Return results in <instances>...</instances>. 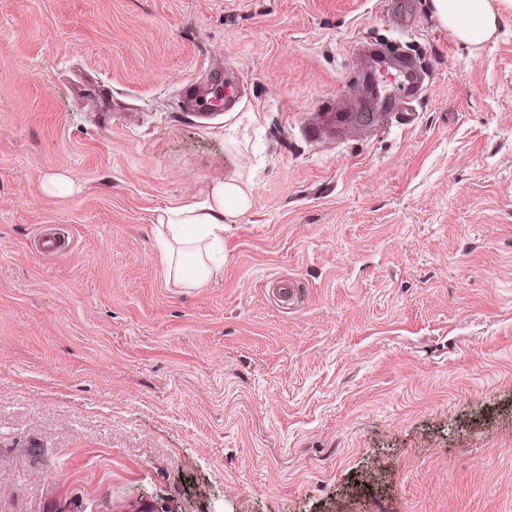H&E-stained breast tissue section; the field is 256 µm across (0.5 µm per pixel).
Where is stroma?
I'll use <instances>...</instances> for the list:
<instances>
[{
    "label": "stroma",
    "instance_id": "1",
    "mask_svg": "<svg viewBox=\"0 0 512 512\" xmlns=\"http://www.w3.org/2000/svg\"><path fill=\"white\" fill-rule=\"evenodd\" d=\"M394 40L413 120L310 141ZM236 174L223 266L167 282L157 211ZM146 502L512 512L511 14L471 47L429 0H0V512Z\"/></svg>",
    "mask_w": 512,
    "mask_h": 512
}]
</instances>
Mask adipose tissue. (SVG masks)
<instances>
[{
	"instance_id": "1",
	"label": "adipose tissue",
	"mask_w": 512,
	"mask_h": 512,
	"mask_svg": "<svg viewBox=\"0 0 512 512\" xmlns=\"http://www.w3.org/2000/svg\"><path fill=\"white\" fill-rule=\"evenodd\" d=\"M435 17L455 39L477 46L498 28L512 0H432ZM250 182L232 177L216 182L200 203L186 201L162 210L155 219L168 281L196 288L219 271L224 230L251 206Z\"/></svg>"
}]
</instances>
